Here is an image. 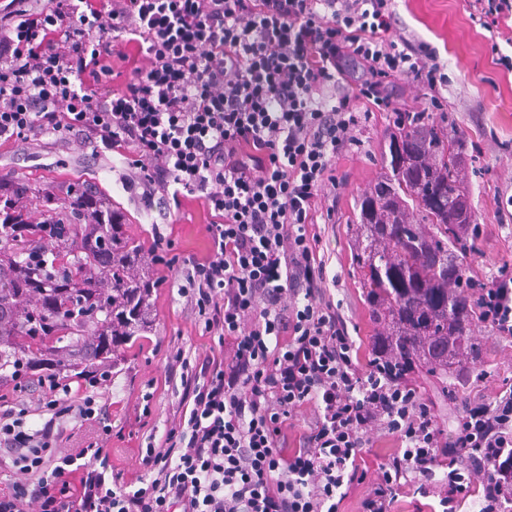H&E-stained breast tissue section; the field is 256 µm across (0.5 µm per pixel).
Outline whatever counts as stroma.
Wrapping results in <instances>:
<instances>
[{
  "instance_id": "stroma-1",
  "label": "stroma",
  "mask_w": 512,
  "mask_h": 512,
  "mask_svg": "<svg viewBox=\"0 0 512 512\" xmlns=\"http://www.w3.org/2000/svg\"><path fill=\"white\" fill-rule=\"evenodd\" d=\"M394 10L406 37L435 48L448 74L447 87L438 93L444 109L432 112L430 119L444 122L465 158L463 188L475 217L466 240L475 250L459 254L458 259L472 281L490 282L501 267L512 268V72L492 64L490 34L472 22L465 0H395ZM394 119L393 113L377 112L356 131L355 144L336 161L338 188L324 199L332 208V218L319 225L327 294L340 303L363 365L372 357L376 329L358 283L352 239L359 196L388 170L386 152ZM0 175L47 193L59 203L72 182L85 180L107 195L128 238L148 244L160 237L171 239L175 254L183 260L204 258L212 248L206 231L212 218L201 199L186 197L168 219H161L159 197L133 184L130 161L115 153L93 156L84 140L49 136L29 143H2ZM150 302L147 343L124 352L111 365L112 385L100 400L112 427L109 446L127 481L141 471L139 447L147 444L151 433L165 429L173 402L164 384L170 355L181 347L202 356L215 345L212 337L203 335L177 292L154 291ZM471 334L483 358L467 364L465 380H440L424 371L414 374L423 398L433 404L440 426L449 434L458 427L463 400L491 401L512 386V338L496 335L478 321ZM398 446L384 432L370 434L363 454L367 472L344 500L341 512H357L360 497L372 486L376 462Z\"/></svg>"
}]
</instances>
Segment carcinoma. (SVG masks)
Wrapping results in <instances>:
<instances>
[{"instance_id": "carcinoma-1", "label": "carcinoma", "mask_w": 512, "mask_h": 512, "mask_svg": "<svg viewBox=\"0 0 512 512\" xmlns=\"http://www.w3.org/2000/svg\"><path fill=\"white\" fill-rule=\"evenodd\" d=\"M392 174L359 199L352 243L359 283L384 362L420 367L446 378L465 358L478 361L471 342L477 318L454 247V216L463 194L460 145L435 123L396 122L389 135ZM75 196L66 224H36L0 212L10 227L0 250V370L27 361L56 373L106 367L120 348L136 345L152 292L130 274L145 244L121 236L107 198L83 209ZM53 239L45 258L36 243Z\"/></svg>"}]
</instances>
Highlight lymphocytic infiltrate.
<instances>
[{
    "mask_svg": "<svg viewBox=\"0 0 512 512\" xmlns=\"http://www.w3.org/2000/svg\"><path fill=\"white\" fill-rule=\"evenodd\" d=\"M149 61L119 88L116 43ZM404 80L434 93L448 75L433 47L398 27L393 0H7L0 6V139L71 135L130 154L140 182L174 205L202 198L212 249L178 291L218 347L177 350L165 381L177 397L159 440L140 450L138 482L114 471L103 439L62 448L71 416L109 435L88 387L35 367L50 418L0 409V512H339L366 435L404 446L378 465L359 512H391L404 486L461 512H512V392L464 404L445 435L407 372L360 365L326 295L317 212L336 159L362 120L393 112ZM481 323L512 336V275L477 295ZM315 420L285 449L298 409Z\"/></svg>",
    "mask_w": 512,
    "mask_h": 512,
    "instance_id": "1",
    "label": "lymphocytic infiltrate"
}]
</instances>
